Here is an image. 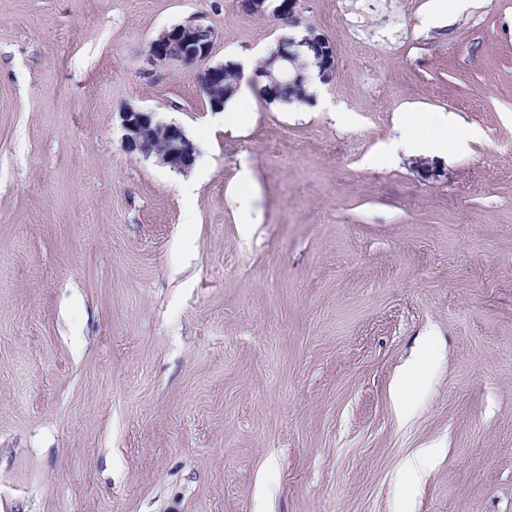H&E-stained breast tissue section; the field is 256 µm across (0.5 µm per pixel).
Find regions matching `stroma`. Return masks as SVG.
<instances>
[{
	"label": "stroma",
	"mask_w": 512,
	"mask_h": 512,
	"mask_svg": "<svg viewBox=\"0 0 512 512\" xmlns=\"http://www.w3.org/2000/svg\"><path fill=\"white\" fill-rule=\"evenodd\" d=\"M240 2L0 0V512H512V0H302L332 82L228 129L147 49L202 12L258 65ZM405 112L473 134L437 178L381 154ZM119 116L122 140L129 153L145 158L155 156L161 163L180 172L192 168L197 147L180 125L159 119L156 112L132 106L119 112ZM421 361L422 359H416L406 364L396 379L393 389V402L397 416L401 421H406L411 417L413 407L408 397ZM433 458V448H421L404 461V468L409 477L417 481Z\"/></svg>",
	"instance_id": "stroma-1"
}]
</instances>
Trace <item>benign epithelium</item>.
Segmentation results:
<instances>
[{
  "mask_svg": "<svg viewBox=\"0 0 512 512\" xmlns=\"http://www.w3.org/2000/svg\"><path fill=\"white\" fill-rule=\"evenodd\" d=\"M243 9L253 15H269L284 28H297L301 24L299 0H285L276 6L272 0H244ZM215 30L207 23L206 16L196 15L190 20L163 30L148 46L152 62L159 64L180 63L193 66L205 61L212 49ZM299 51L286 57L272 55L267 61L265 76L269 79L267 98L276 95L284 83L298 80L312 81L311 69L299 64L306 58L302 52L308 48L315 52L312 69L317 77L327 83L335 74V58L332 44L312 28L306 29L301 40L291 39ZM237 63H221L206 66L199 72L198 80L205 94L210 96V109L224 111V97L216 95L215 85L224 78V70L236 71ZM125 149L145 158L155 156L172 169L186 172L192 168L198 151L185 130L174 122L159 119L154 112L128 106L119 112Z\"/></svg>",
  "mask_w": 512,
  "mask_h": 512,
  "instance_id": "7a95c632",
  "label": "benign epithelium"
}]
</instances>
